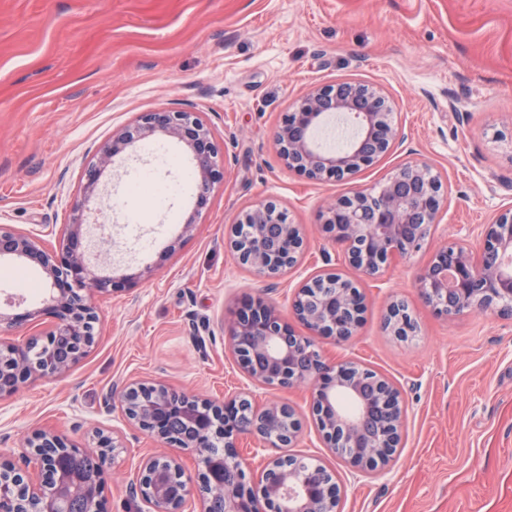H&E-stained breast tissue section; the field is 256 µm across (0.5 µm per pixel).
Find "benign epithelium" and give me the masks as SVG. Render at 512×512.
<instances>
[{
	"label": "benign epithelium",
	"mask_w": 512,
	"mask_h": 512,
	"mask_svg": "<svg viewBox=\"0 0 512 512\" xmlns=\"http://www.w3.org/2000/svg\"><path fill=\"white\" fill-rule=\"evenodd\" d=\"M331 115L354 118L350 144L336 152L324 150L315 137ZM398 136L393 107L378 89L345 81L317 87L299 100L282 119L274 143L288 168L317 181H342L373 165L387 154ZM182 144L195 182V208L207 207L218 176V148L209 125L196 112H144L112 135L96 163L85 171L84 199L101 201L103 172L125 152L155 138ZM447 192L438 174L425 163H407L395 170L379 189L358 190L337 198L322 213L326 231L345 247L348 263L361 276L380 277L384 268L422 249ZM90 211L74 210L66 230L71 247L63 263L29 233L0 226V258L19 259L39 267L54 291L49 308L56 322L46 336L79 341L80 350L68 361L49 353L42 360L28 348L12 345L0 356V396L12 394L33 376L60 377L94 344L98 316L87 297L109 290L113 279L102 274L106 258L93 265L78 249ZM483 246L473 253L464 237L440 247L418 279L422 299L440 314L466 311L512 315V207L488 224L478 225ZM288 245V268L305 251L300 225L274 199L241 212L232 225L230 246L238 261L257 275L278 279L285 272L276 258ZM357 283L336 271L318 274L288 297L294 319L313 336L346 340L361 324L364 296ZM384 327L406 340L417 323L406 304L391 301ZM228 349L255 387H311L310 405L317 432L337 459L363 471L386 465L400 447L406 406L400 388L373 369L356 362L330 363L308 337L285 322L278 310L259 299L245 305L227 331ZM125 419L167 444L195 452L201 463L198 489L204 512H337L340 487L328 481L330 470L303 454L261 457V475L254 481L242 467L237 441L247 436L263 448L290 447L301 424L284 403H253L249 388L234 399L216 404L177 393L163 383H130L120 393ZM25 464H34L33 483L11 456L0 451V512H63L72 489L79 487L86 512H100L98 499L104 461L116 442L99 435L96 449H80L61 436L41 431L26 442ZM76 454L95 461L92 477L61 469L60 459ZM131 488L152 512H183L190 495L178 460L147 457Z\"/></svg>",
	"instance_id": "7a95c632"
}]
</instances>
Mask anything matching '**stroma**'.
I'll use <instances>...</instances> for the list:
<instances>
[{
    "instance_id": "obj_1",
    "label": "stroma",
    "mask_w": 512,
    "mask_h": 512,
    "mask_svg": "<svg viewBox=\"0 0 512 512\" xmlns=\"http://www.w3.org/2000/svg\"><path fill=\"white\" fill-rule=\"evenodd\" d=\"M353 79L394 106L401 138L372 166L341 182L290 171L273 134L314 87ZM202 113L221 169L208 208L194 212L191 161L182 145L139 149L101 176L111 194L82 248L109 249L118 289L97 293L88 352L65 377H36L0 398V450L52 431L79 448L97 434L118 440L107 458L104 512H150L130 484L144 458L192 454L128 424L125 384L160 380L215 402L246 379L225 334L245 302L261 298L289 316L288 292L307 277L354 271L320 222L329 200L375 190L399 166L428 164L448 189L429 245L379 279H357L363 320L350 339L314 337L332 362L355 360L394 381L407 406L402 445L387 468L363 476L336 460L315 433L310 390L266 388L297 411L294 452L320 459L340 486L338 512H512V318H453L423 302L416 277L463 224H485L512 207V0H0V225L62 253L82 176L112 135L143 112ZM176 188L164 203L128 193L143 176ZM274 198L300 224L298 267L258 279L229 244L238 213ZM194 219L192 235L182 233ZM0 261V303L25 320L0 327V342L45 337L55 319L48 288L32 295ZM408 303L419 331L384 329L388 296Z\"/></svg>"
}]
</instances>
